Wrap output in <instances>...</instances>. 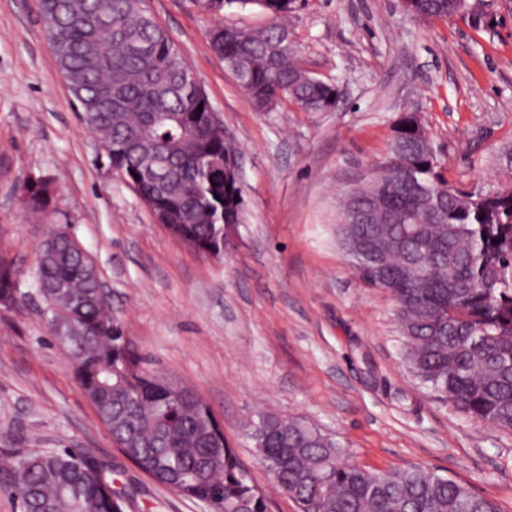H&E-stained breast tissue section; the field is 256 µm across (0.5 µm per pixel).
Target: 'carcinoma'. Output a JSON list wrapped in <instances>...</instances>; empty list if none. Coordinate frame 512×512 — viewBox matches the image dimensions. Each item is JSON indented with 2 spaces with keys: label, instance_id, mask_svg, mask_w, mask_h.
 <instances>
[{
  "label": "carcinoma",
  "instance_id": "1",
  "mask_svg": "<svg viewBox=\"0 0 512 512\" xmlns=\"http://www.w3.org/2000/svg\"><path fill=\"white\" fill-rule=\"evenodd\" d=\"M195 3L214 17L210 47L256 109L281 97L307 112L330 111L337 85L304 71L289 43L284 21L298 0ZM233 4L261 8L269 26L225 23L221 13ZM40 6L44 29L56 34V63L71 75L69 91L91 108L84 123L113 147L109 166L198 252L234 245L245 203L242 175L231 168L238 146L207 123V94L143 0ZM403 9L420 21L476 27L500 18L494 0H407ZM371 169L343 195L381 198L404 221L362 227L368 241L387 246L379 266L356 259L355 232L345 224L336 228L340 249L364 284L392 295L410 376L466 417L512 432V144L497 152L494 181L452 185L421 118L404 112ZM24 188L31 212L50 209V180L29 178ZM89 263L68 226L52 227L26 274L0 249V296L58 286L42 302L47 328L59 319L71 329L65 348L75 377L138 470L186 499L207 501L211 512H268L235 449L212 433L209 406L188 387L181 400L171 398L168 378L145 371L129 349ZM246 434L299 512H497L492 500L424 467L367 471L348 460L343 443L297 417L258 411ZM112 484V464L84 448H62L17 455L6 487L24 512H125L129 501Z\"/></svg>",
  "mask_w": 512,
  "mask_h": 512
}]
</instances>
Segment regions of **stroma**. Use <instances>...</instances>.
I'll list each match as a JSON object with an SVG mask.
<instances>
[{
	"instance_id": "1",
	"label": "stroma",
	"mask_w": 512,
	"mask_h": 512,
	"mask_svg": "<svg viewBox=\"0 0 512 512\" xmlns=\"http://www.w3.org/2000/svg\"><path fill=\"white\" fill-rule=\"evenodd\" d=\"M288 19L302 67L339 85L333 112L254 108L211 50L214 19L192 0H144L244 153V220L212 258L155 224L112 170L58 69L39 0H0V248L21 270L51 225H70L147 369L194 390L224 426L269 512H298L259 463L255 410L337 435L370 470L423 466L512 512V433L474 422L413 380L391 295L353 273L336 242L340 192L418 112L450 183L491 178L512 143V18L492 30L414 20L400 0H303ZM43 176L53 212L27 210ZM27 448H88L111 462L132 512H209L154 483L118 449L37 307L0 309V465Z\"/></svg>"
}]
</instances>
